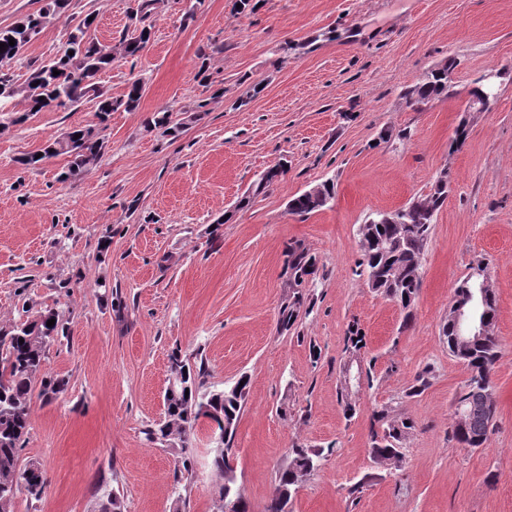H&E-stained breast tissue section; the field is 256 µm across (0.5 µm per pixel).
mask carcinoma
<instances>
[{
    "instance_id": "cac0c4a2",
    "label": "carcinoma",
    "mask_w": 512,
    "mask_h": 512,
    "mask_svg": "<svg viewBox=\"0 0 512 512\" xmlns=\"http://www.w3.org/2000/svg\"><path fill=\"white\" fill-rule=\"evenodd\" d=\"M154 0H138L131 19L141 24L126 33L119 44L110 48L90 35L93 23L88 21L91 14L78 19L68 35V51L65 57L27 63L29 72L24 82H18L11 64L23 58L26 47L41 33L48 18L64 8L65 0H45V5L36 13L28 14L10 27L0 29V114L17 112L15 99L21 97L26 111L67 110L86 100L95 102L99 121L108 113L119 108L135 109L144 93L142 79H133L126 94L114 99L98 83V75L112 66L121 57L135 58L145 48L150 27L144 20L150 14ZM15 39L9 45V38ZM456 66L453 58L430 70L404 92L407 103L424 104L447 97L453 93L448 84V68ZM60 74L53 75V70ZM148 125L161 127L169 135L180 132L181 125L171 120L168 111L155 116ZM105 148L104 138L93 134V127L78 128L69 132V140L48 144L41 154H27L19 163L27 168L36 167L43 160L65 156L69 158L67 171L62 179L77 174L85 166L98 161ZM334 197V185L321 184L316 193L305 191L289 201L290 213L306 216L318 211ZM448 198V186L435 183L430 191L413 198L405 206L403 222L400 224H363L359 228L361 258L356 264L355 274L365 278L367 285L385 295L397 299L407 309L421 287L420 268L425 245L431 234L435 213ZM286 265L289 273V287L292 295L288 304L280 311L279 323L283 330L290 329L304 305L301 288L314 279L318 273L316 259L296 241L288 246ZM470 302L472 314L478 321H487L486 334L474 339L466 353L457 356L468 371L464 384L456 391L454 407L466 411L465 432L469 440L461 436L459 426L451 430L452 439L470 448H479L488 440L497 404L493 370L500 358V345L493 332L496 317V296L491 284L477 286L474 279L464 278L454 290L453 299ZM56 318L50 310L32 320L14 325L8 332L0 334V512H15L17 494L26 493L38 499L44 493L47 478L40 464L35 461L20 463L21 453L28 434L32 396L36 385H41V396L49 399L65 391V383L42 375V366L50 346L64 335V326L47 321ZM24 343H19V339ZM170 368L182 377V387L166 400V417L159 428L161 436H178L181 443L189 441L200 415L204 414L219 424H226L225 451H233L235 429L247 394L248 379L226 389L200 392L199 378L204 367H193L181 349H174L169 357ZM413 428L407 418L392 417L386 409L373 414L370 431L371 455L378 464L398 461L402 458L400 443ZM327 450L295 446L289 449V461L279 472L277 493L270 499L265 512H288L292 494L302 478L317 469ZM219 499L238 502L240 512H248L245 498L234 486V480L222 482L218 490Z\"/></svg>"
}]
</instances>
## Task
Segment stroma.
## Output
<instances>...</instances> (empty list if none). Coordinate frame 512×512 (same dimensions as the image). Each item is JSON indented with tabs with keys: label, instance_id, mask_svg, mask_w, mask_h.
<instances>
[{
	"label": "stroma",
	"instance_id": "35a3bbf8",
	"mask_svg": "<svg viewBox=\"0 0 512 512\" xmlns=\"http://www.w3.org/2000/svg\"><path fill=\"white\" fill-rule=\"evenodd\" d=\"M135 6L68 0L24 56L61 51L72 18L90 12L92 36L117 44ZM146 23L141 56L100 76L115 97L143 79L136 110L102 123L87 101L0 119V328L50 309L67 332L43 366L66 390L34 399L21 455L48 484L40 499L19 494L16 512H104L112 497L117 512H220L208 421L184 476L179 440L146 437L164 418L176 347L204 363L203 389L249 378L235 440L249 512H264L295 446L329 455L291 512H512V85L493 111H463L482 74L512 66V0H156ZM451 58L454 95L408 106L405 86ZM159 110L182 123L179 136L147 128ZM463 121L466 142L451 150ZM97 123L104 154L78 177L59 181L63 156L18 164ZM443 169L451 190L406 312L356 276L359 228L428 193ZM329 181L328 207L289 213L290 199ZM292 241L318 274L283 331ZM480 262L497 295V412L484 447L465 448L451 429L468 372L440 327ZM354 327L365 346L353 355ZM350 361L364 378L347 394ZM382 408L414 423L402 462L384 466L370 453Z\"/></svg>",
	"mask_w": 512,
	"mask_h": 512
}]
</instances>
